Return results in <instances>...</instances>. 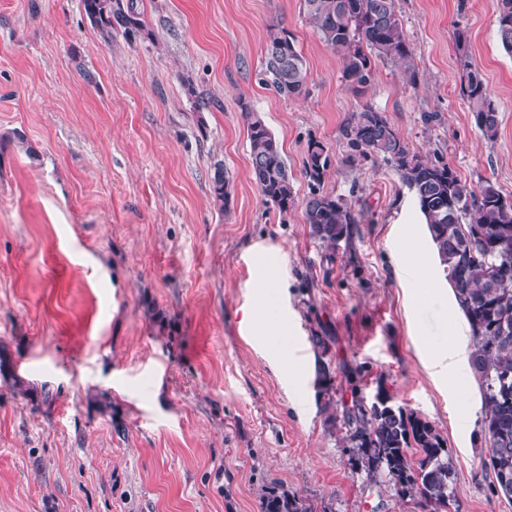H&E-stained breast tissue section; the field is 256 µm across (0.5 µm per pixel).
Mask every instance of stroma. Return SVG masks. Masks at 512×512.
Returning a JSON list of instances; mask_svg holds the SVG:
<instances>
[{"instance_id":"obj_1","label":"stroma","mask_w":512,"mask_h":512,"mask_svg":"<svg viewBox=\"0 0 512 512\" xmlns=\"http://www.w3.org/2000/svg\"><path fill=\"white\" fill-rule=\"evenodd\" d=\"M139 6L147 32L131 42L104 38L81 0H0V512H261L262 489L280 486L314 512H432L356 469L326 422L322 357L337 396L382 390L435 426L455 466L448 512H512L488 490L478 383L459 419L427 359L470 332L414 196L383 161L346 164L341 135L371 105L422 154L512 200V54L496 0H397L415 73L373 60L363 96L301 0ZM275 23L306 62L298 98L262 81ZM463 52L488 83L496 139L460 95ZM246 107L299 200L309 140L329 148L323 189L357 220L335 254L300 207L264 201ZM218 163L225 206L209 186ZM256 251L279 283L261 305ZM210 191L216 201L222 205H227L230 198V177L224 171L223 164H215L213 173L210 177Z\"/></svg>"}]
</instances>
